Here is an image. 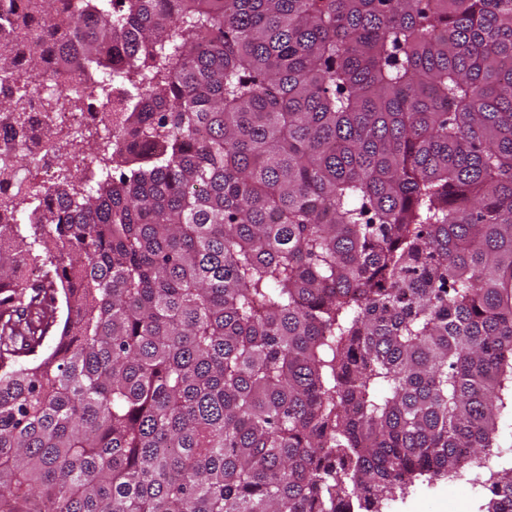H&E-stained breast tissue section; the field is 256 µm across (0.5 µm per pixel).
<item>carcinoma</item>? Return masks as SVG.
<instances>
[{"instance_id":"cac0c4a2","label":"carcinoma","mask_w":512,"mask_h":512,"mask_svg":"<svg viewBox=\"0 0 512 512\" xmlns=\"http://www.w3.org/2000/svg\"><path fill=\"white\" fill-rule=\"evenodd\" d=\"M0 140V512H512V0H0ZM490 496L464 481L428 483L424 478L398 494L383 509L387 512H480Z\"/></svg>"}]
</instances>
